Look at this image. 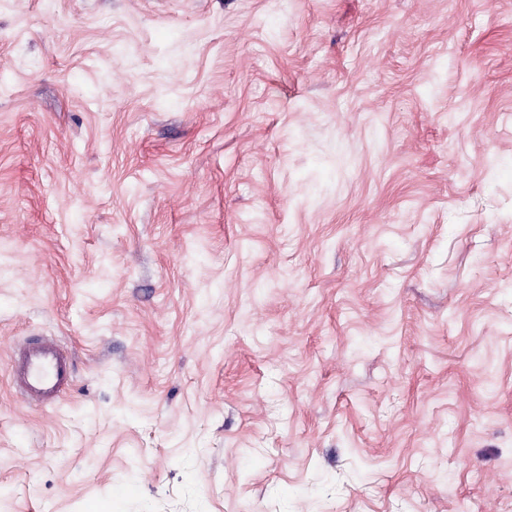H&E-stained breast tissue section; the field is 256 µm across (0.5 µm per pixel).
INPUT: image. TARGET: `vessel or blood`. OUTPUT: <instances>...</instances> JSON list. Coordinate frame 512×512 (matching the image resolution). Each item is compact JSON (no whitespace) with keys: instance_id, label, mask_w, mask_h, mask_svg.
<instances>
[{"instance_id":"vessel-or-blood-1","label":"vessel or blood","mask_w":512,"mask_h":512,"mask_svg":"<svg viewBox=\"0 0 512 512\" xmlns=\"http://www.w3.org/2000/svg\"><path fill=\"white\" fill-rule=\"evenodd\" d=\"M71 380L70 359L54 339L43 338L14 349L10 382L27 403L50 404Z\"/></svg>"}]
</instances>
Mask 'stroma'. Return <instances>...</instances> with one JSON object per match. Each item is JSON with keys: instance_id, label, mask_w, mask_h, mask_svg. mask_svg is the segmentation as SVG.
<instances>
[{"instance_id": "1", "label": "stroma", "mask_w": 512, "mask_h": 512, "mask_svg": "<svg viewBox=\"0 0 512 512\" xmlns=\"http://www.w3.org/2000/svg\"><path fill=\"white\" fill-rule=\"evenodd\" d=\"M0 512H512V0H0ZM71 380L70 359L54 339L42 338L13 350L11 386L27 403L50 404Z\"/></svg>"}]
</instances>
